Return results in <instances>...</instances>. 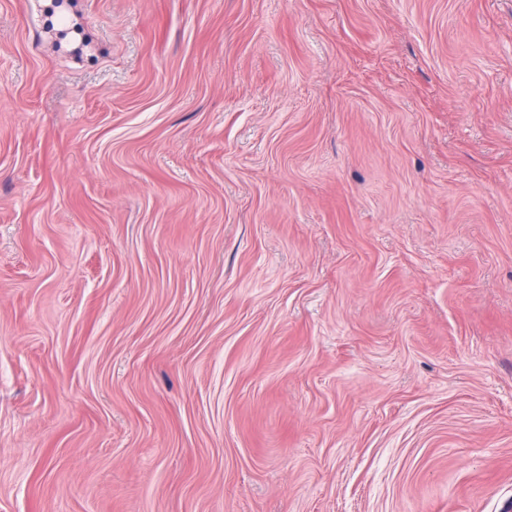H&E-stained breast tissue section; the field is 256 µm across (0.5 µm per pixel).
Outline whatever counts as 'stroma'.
<instances>
[{
	"label": "stroma",
	"mask_w": 512,
	"mask_h": 512,
	"mask_svg": "<svg viewBox=\"0 0 512 512\" xmlns=\"http://www.w3.org/2000/svg\"><path fill=\"white\" fill-rule=\"evenodd\" d=\"M0 512H512V0H0Z\"/></svg>",
	"instance_id": "obj_1"
}]
</instances>
